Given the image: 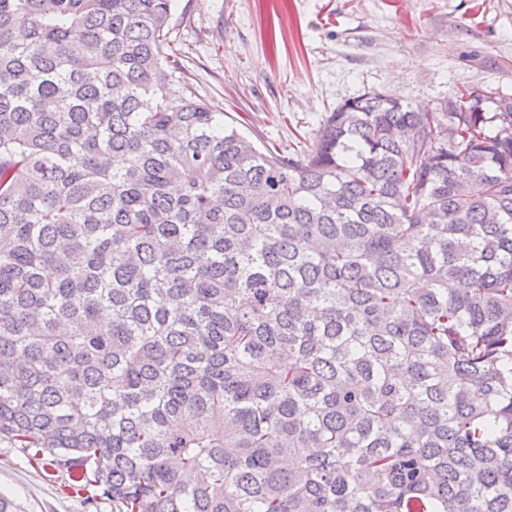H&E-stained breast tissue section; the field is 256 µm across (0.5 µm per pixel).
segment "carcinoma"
<instances>
[{
  "mask_svg": "<svg viewBox=\"0 0 512 512\" xmlns=\"http://www.w3.org/2000/svg\"><path fill=\"white\" fill-rule=\"evenodd\" d=\"M171 31L0 0V441L117 512H512V95L284 155Z\"/></svg>",
  "mask_w": 512,
  "mask_h": 512,
  "instance_id": "carcinoma-1",
  "label": "carcinoma"
}]
</instances>
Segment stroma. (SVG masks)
Masks as SVG:
<instances>
[{
  "label": "stroma",
  "instance_id": "stroma-1",
  "mask_svg": "<svg viewBox=\"0 0 512 512\" xmlns=\"http://www.w3.org/2000/svg\"><path fill=\"white\" fill-rule=\"evenodd\" d=\"M171 27L193 89L281 151L371 89L432 106L463 83L512 94V0H174ZM0 493L22 512H112L6 441Z\"/></svg>",
  "mask_w": 512,
  "mask_h": 512
}]
</instances>
